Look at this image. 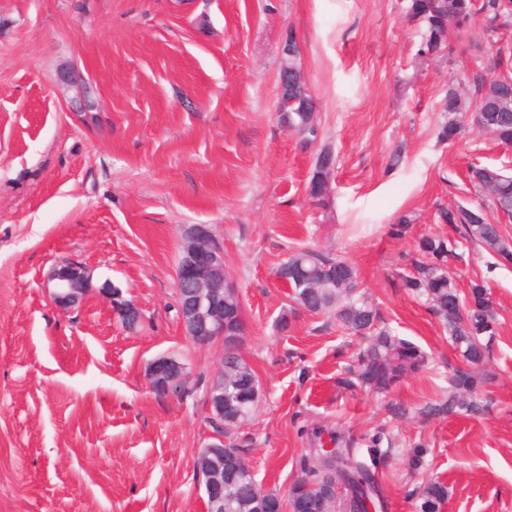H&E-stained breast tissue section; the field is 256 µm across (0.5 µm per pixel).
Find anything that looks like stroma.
I'll return each mask as SVG.
<instances>
[{
  "mask_svg": "<svg viewBox=\"0 0 512 512\" xmlns=\"http://www.w3.org/2000/svg\"><path fill=\"white\" fill-rule=\"evenodd\" d=\"M408 0H0V512H205L193 461L213 432L204 396L222 350L183 332L175 281L184 231L206 224L243 304L242 357L260 402L227 439L244 445L265 488L302 476L307 432L355 439L385 430L377 464L384 512H415L412 490L448 487L443 512H512V264L464 244L440 213L481 200L469 164L512 163L475 125L438 137L448 82L470 89L512 54V26L488 40L481 19L422 61ZM294 40L317 100L315 141L284 128L282 48ZM94 88L97 123L61 85ZM336 165L310 198L321 151ZM410 216L409 225L399 216ZM458 242L449 277L484 284L498 314L477 389L482 414L424 419L459 361L423 300L402 286L418 239ZM313 249L356 267L384 324L430 357L386 394L341 385L359 348L334 319L290 305L276 270ZM81 263L91 291L65 312L43 282L56 260ZM143 319L125 329L109 296ZM186 365L193 392L157 397L151 363ZM406 415L395 418V407ZM425 444L418 471L409 451Z\"/></svg>",
  "mask_w": 512,
  "mask_h": 512,
  "instance_id": "stroma-1",
  "label": "stroma"
}]
</instances>
